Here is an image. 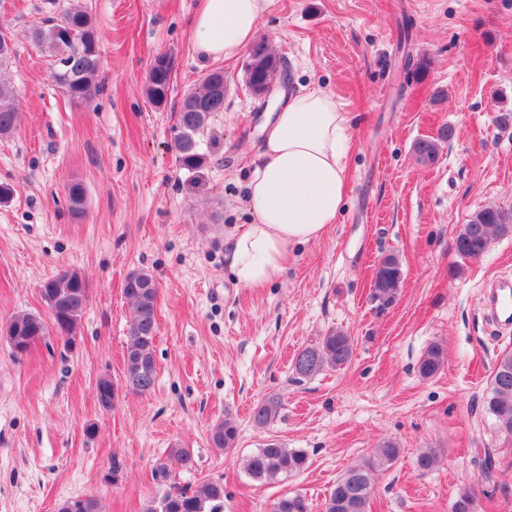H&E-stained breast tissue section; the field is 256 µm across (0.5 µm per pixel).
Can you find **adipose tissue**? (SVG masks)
Returning a JSON list of instances; mask_svg holds the SVG:
<instances>
[{
	"label": "adipose tissue",
	"mask_w": 512,
	"mask_h": 512,
	"mask_svg": "<svg viewBox=\"0 0 512 512\" xmlns=\"http://www.w3.org/2000/svg\"><path fill=\"white\" fill-rule=\"evenodd\" d=\"M270 0H202L191 39L204 58L231 60L253 40ZM351 117L322 88L291 93L265 127L247 183L251 220L224 235V266L241 288H265L297 246L320 239L345 200Z\"/></svg>",
	"instance_id": "obj_1"
}]
</instances>
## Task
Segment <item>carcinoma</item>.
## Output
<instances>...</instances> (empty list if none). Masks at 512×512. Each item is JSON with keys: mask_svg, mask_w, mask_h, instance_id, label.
<instances>
[{"mask_svg": "<svg viewBox=\"0 0 512 512\" xmlns=\"http://www.w3.org/2000/svg\"><path fill=\"white\" fill-rule=\"evenodd\" d=\"M49 14L33 28V41L50 52L58 63L53 73L56 84L71 99L86 101L97 87L101 67V36L96 24L81 5V0H46ZM171 60L157 62L147 80V92L156 106L166 103L171 85ZM282 58L276 56L261 41L253 46L245 67V82L255 92L268 83L283 80ZM16 91L0 79V137L9 136L16 128ZM224 111V71L213 70L205 74L183 97L177 116L172 150L180 167L191 171L203 166L205 155L198 140L211 116ZM453 137V130L443 126L437 137L415 141L413 152L419 163L432 165L439 155L441 143ZM69 211L72 218L81 221L86 216L84 188L72 184L68 189ZM512 232V211L487 206L476 211L463 225L454 239L455 251L469 259L483 257L496 236ZM403 280L399 256L391 253L376 264L371 283L370 299L375 306L390 307L398 299ZM41 288L55 299L51 312L56 333L76 337L86 305L89 288L84 278L57 274L43 281ZM123 293L129 301L128 341L124 354L123 384L134 394H146L155 385L156 361L154 342L157 330L156 305L158 289L154 277L143 270L130 272L124 282ZM12 327L22 351L46 336L43 319L30 313L16 314ZM351 337L340 331L324 336L315 346L302 349L294 358V372L300 378H309L327 368L341 367L351 361ZM446 352L438 342L432 343L418 366L421 377L436 376L444 368ZM96 398L105 411H110L119 399L118 385L109 378H101L96 385ZM484 408L501 436L512 440V352L502 354L493 367L490 385L484 393ZM282 401L276 395L260 400L250 414L252 425L264 429L280 414ZM238 427L231 418L216 424L210 431L213 447L226 450L235 447ZM401 448L392 440L375 449L373 457L362 464L352 465L337 479L324 501V512H369L374 473L391 468L400 456ZM436 450L427 448L416 458L421 471L437 466ZM307 454L288 448L276 439L266 441L244 463L250 477L262 483H277L306 469ZM155 478L168 486L149 501L146 512H224V482L203 480L193 486L179 487L169 483L166 465L155 468ZM82 505L80 512H98L94 498H75L63 502L58 512H72L71 506ZM270 512H308V503L301 494H284L275 499Z\"/></svg>", "mask_w": 512, "mask_h": 512, "instance_id": "cac0c4a2", "label": "carcinoma"}]
</instances>
